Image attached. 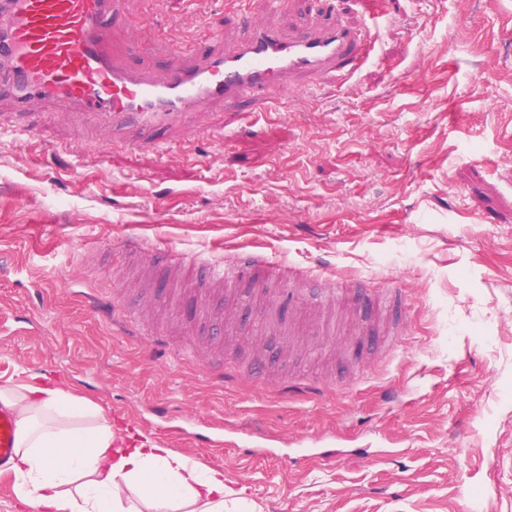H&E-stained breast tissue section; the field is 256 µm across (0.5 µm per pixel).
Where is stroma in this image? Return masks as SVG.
<instances>
[{"mask_svg": "<svg viewBox=\"0 0 512 512\" xmlns=\"http://www.w3.org/2000/svg\"><path fill=\"white\" fill-rule=\"evenodd\" d=\"M351 77L250 111L197 112L191 132L112 131L36 105L43 138L0 112V384L51 380L119 427L224 471L252 512H512V0H396ZM290 31L354 26L360 0H129L115 49L203 41L240 10ZM137 234L215 263L240 249L307 270L298 293L332 306L326 336L268 301L262 274L215 298L149 279L118 244ZM371 281L411 305L383 357L388 311L328 304ZM133 309L142 334L94 310ZM165 332L166 350L150 343ZM241 370L218 378L202 359ZM365 367L362 378L353 371ZM280 449L247 456L234 432Z\"/></svg>", "mask_w": 512, "mask_h": 512, "instance_id": "stroma-1", "label": "stroma"}]
</instances>
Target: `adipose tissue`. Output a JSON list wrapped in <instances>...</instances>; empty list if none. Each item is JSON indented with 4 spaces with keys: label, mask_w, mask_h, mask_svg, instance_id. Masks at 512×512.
I'll return each instance as SVG.
<instances>
[{
    "label": "adipose tissue",
    "mask_w": 512,
    "mask_h": 512,
    "mask_svg": "<svg viewBox=\"0 0 512 512\" xmlns=\"http://www.w3.org/2000/svg\"><path fill=\"white\" fill-rule=\"evenodd\" d=\"M0 405L18 420L11 469L33 512H228L223 469L128 434L61 385H0Z\"/></svg>",
    "instance_id": "obj_1"
}]
</instances>
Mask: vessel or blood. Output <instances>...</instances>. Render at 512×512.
Wrapping results in <instances>:
<instances>
[{
	"label": "vessel or blood",
	"instance_id": "obj_1",
	"mask_svg": "<svg viewBox=\"0 0 512 512\" xmlns=\"http://www.w3.org/2000/svg\"><path fill=\"white\" fill-rule=\"evenodd\" d=\"M365 7L362 27L330 24L288 36L245 14L233 46L212 52L171 46L172 63L150 75L112 52V22L125 12L122 0H0V98L12 99L20 112L30 102L56 100L115 127L186 124L207 103L240 112L260 93L351 76L368 58L373 36L393 20L376 0ZM120 248L174 271L186 264L181 251L139 237L125 238ZM259 268L271 279L293 276L248 250L220 266L198 265L200 280L218 289ZM16 432V416L0 408V471L15 456Z\"/></svg>",
	"mask_w": 512,
	"mask_h": 512
}]
</instances>
